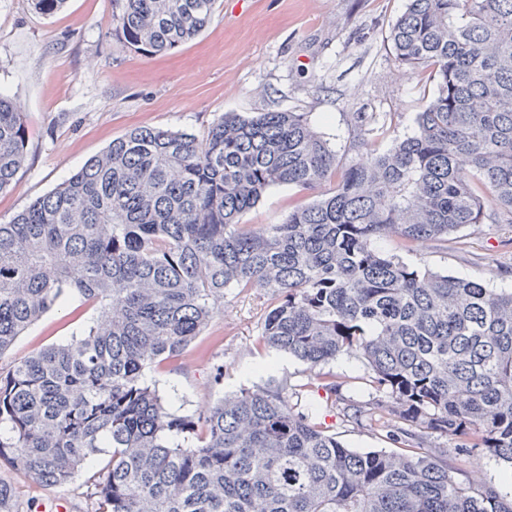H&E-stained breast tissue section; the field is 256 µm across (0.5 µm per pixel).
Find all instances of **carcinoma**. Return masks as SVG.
<instances>
[{
    "mask_svg": "<svg viewBox=\"0 0 512 512\" xmlns=\"http://www.w3.org/2000/svg\"><path fill=\"white\" fill-rule=\"evenodd\" d=\"M216 0H112V30L152 56L195 39ZM388 41L428 73L414 134L380 151L356 114L344 161L304 112L226 113L206 135L136 128L0 224V356L68 292L97 319L82 338L0 369V464L64 486L100 455L95 512H512L423 447L439 434L512 468V290L379 251L476 224L512 227V0H408ZM25 123L0 92V194ZM329 192L277 224L241 222L269 188ZM275 300L258 346L315 370L300 391L336 405L319 367L347 355L389 398L404 454L361 453L300 410L290 385L227 394L201 425L172 415L145 369L178 361L224 289ZM185 431L190 445L169 444ZM0 512H19L0 480Z\"/></svg>",
    "mask_w": 512,
    "mask_h": 512,
    "instance_id": "1",
    "label": "carcinoma"
}]
</instances>
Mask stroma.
Returning a JSON list of instances; mask_svg holds the SVG:
<instances>
[{"label": "stroma", "instance_id": "obj_1", "mask_svg": "<svg viewBox=\"0 0 512 512\" xmlns=\"http://www.w3.org/2000/svg\"><path fill=\"white\" fill-rule=\"evenodd\" d=\"M407 0H217L215 19L194 41L168 54L131 51L112 31V0H66L45 15L31 0H0V89L13 97L26 126L25 161L10 191L0 195V224L54 190L112 140L136 127L202 134L224 113L249 116L288 110L308 113L339 157L353 159V115L392 113L380 149L411 136L423 94L433 85L420 72L403 73L388 42L391 24ZM310 192L275 186L242 221H281ZM466 249L428 242L411 252L394 238L378 250L398 254L413 268H429L512 289V227L479 224L460 230ZM269 300L259 291L229 287L202 336L183 359L145 372L175 415L201 421L224 395L269 381L307 382L308 365L283 352L259 348ZM96 312L77 293L17 338L0 356L9 368L43 347L82 337ZM275 361L271 370L259 362ZM328 368L348 402L365 406L361 421L333 408L326 422L344 444L361 452L393 451L384 428L387 412L368 408L371 388L363 363L341 356ZM425 447L447 460L463 482L491 484L512 498V474L484 449L457 453L447 437L427 436ZM89 472L68 486H46L9 468L0 481L16 490L20 512H92Z\"/></svg>", "mask_w": 512, "mask_h": 512}]
</instances>
